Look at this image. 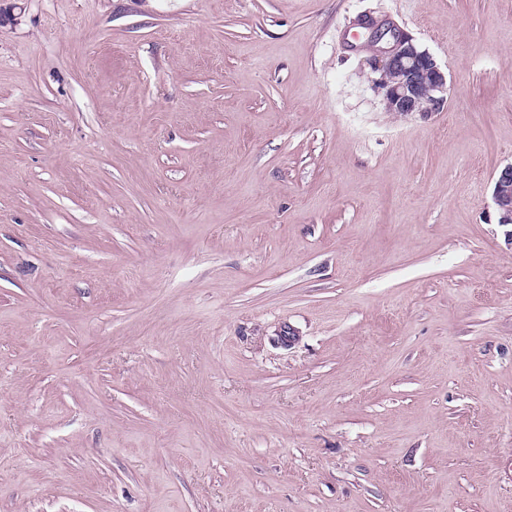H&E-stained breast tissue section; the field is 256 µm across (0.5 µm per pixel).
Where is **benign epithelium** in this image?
<instances>
[{
  "instance_id": "obj_1",
  "label": "benign epithelium",
  "mask_w": 512,
  "mask_h": 512,
  "mask_svg": "<svg viewBox=\"0 0 512 512\" xmlns=\"http://www.w3.org/2000/svg\"><path fill=\"white\" fill-rule=\"evenodd\" d=\"M367 30L368 40L386 46L376 49L371 60L374 88L381 94L386 110L401 115H426L443 108L448 92V79L434 57L421 49L402 31L381 28L371 19L359 22ZM493 200L499 223L512 225V164L504 167L493 188Z\"/></svg>"
}]
</instances>
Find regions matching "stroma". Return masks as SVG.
Listing matches in <instances>:
<instances>
[{
	"label": "stroma",
	"mask_w": 512,
	"mask_h": 512,
	"mask_svg": "<svg viewBox=\"0 0 512 512\" xmlns=\"http://www.w3.org/2000/svg\"><path fill=\"white\" fill-rule=\"evenodd\" d=\"M0 10V512H512V0ZM358 25L367 30L368 40L375 45L386 40L387 46L376 49L371 67L377 74L372 80L374 88L388 112L427 115L443 108L447 75L428 51L402 31L382 29L373 19L361 20ZM493 200L499 214V224L512 226V164L500 171L494 183Z\"/></svg>",
	"instance_id": "1"
}]
</instances>
